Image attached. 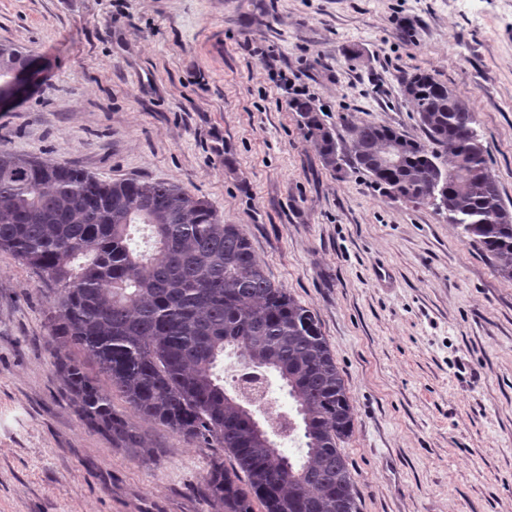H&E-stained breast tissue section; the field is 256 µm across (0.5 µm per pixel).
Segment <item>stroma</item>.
Listing matches in <instances>:
<instances>
[{"mask_svg":"<svg viewBox=\"0 0 512 512\" xmlns=\"http://www.w3.org/2000/svg\"><path fill=\"white\" fill-rule=\"evenodd\" d=\"M0 45L39 64L0 142L208 200L316 316L354 408L360 512H512V281L446 214L327 165L281 86L349 151L366 124L423 140L400 80L434 75L512 209V0H0ZM48 304L0 252V512H223L216 449L119 399L149 455L79 419Z\"/></svg>","mask_w":512,"mask_h":512,"instance_id":"obj_1","label":"stroma"}]
</instances>
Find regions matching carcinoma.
<instances>
[{"mask_svg": "<svg viewBox=\"0 0 512 512\" xmlns=\"http://www.w3.org/2000/svg\"><path fill=\"white\" fill-rule=\"evenodd\" d=\"M26 55L0 47V84ZM431 146L407 141L397 165L381 167L389 127L358 128L349 163L392 198L416 204L437 188L448 220L512 280V211L487 172L476 117L447 85L425 72L402 78ZM321 157L339 144L308 99L293 102ZM148 230L151 248L131 246ZM0 251L31 269L53 293L47 311L53 364L78 416L112 435L136 436L112 408L123 400L197 448H221L204 477L224 512H359L340 443L354 410L314 314L275 286L236 224L205 199L170 182L102 181L67 162L20 154L0 142ZM85 262L73 266L78 257ZM228 347L252 370L278 373L301 430L293 460L257 432L251 399L230 394L216 369ZM106 377L103 387L87 371Z\"/></svg>", "mask_w": 512, "mask_h": 512, "instance_id": "cac0c4a2", "label": "carcinoma"}]
</instances>
